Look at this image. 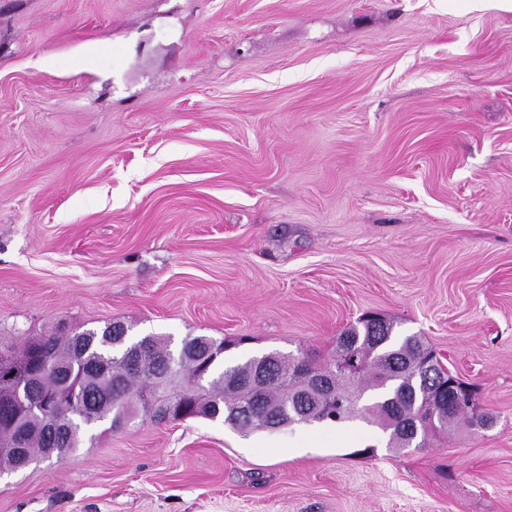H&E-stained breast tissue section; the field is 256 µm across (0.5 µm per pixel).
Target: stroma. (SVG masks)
Listing matches in <instances>:
<instances>
[{
  "label": "stroma",
  "mask_w": 512,
  "mask_h": 512,
  "mask_svg": "<svg viewBox=\"0 0 512 512\" xmlns=\"http://www.w3.org/2000/svg\"><path fill=\"white\" fill-rule=\"evenodd\" d=\"M370 312L492 425L138 420L0 473V512H512V12L0 0V345L111 322L323 359Z\"/></svg>",
  "instance_id": "obj_1"
}]
</instances>
